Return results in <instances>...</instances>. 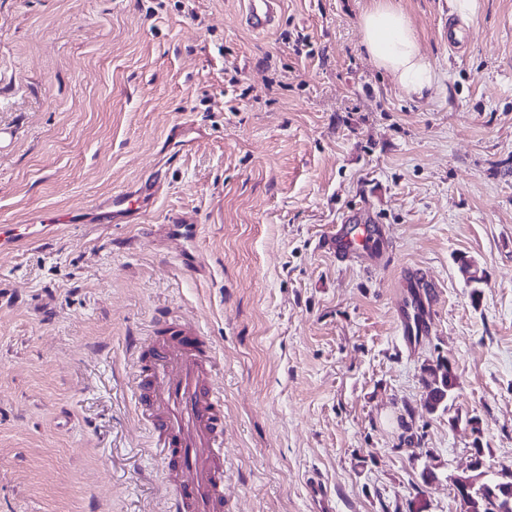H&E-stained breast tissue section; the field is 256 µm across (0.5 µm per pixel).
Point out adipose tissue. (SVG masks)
Here are the masks:
<instances>
[{"label":"adipose tissue","instance_id":"obj_1","mask_svg":"<svg viewBox=\"0 0 512 512\" xmlns=\"http://www.w3.org/2000/svg\"><path fill=\"white\" fill-rule=\"evenodd\" d=\"M363 45L374 64L407 95L423 97L435 73L408 16L396 0H372L361 16Z\"/></svg>","mask_w":512,"mask_h":512}]
</instances>
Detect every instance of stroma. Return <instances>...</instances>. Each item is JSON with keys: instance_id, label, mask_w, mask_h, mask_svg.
<instances>
[{"instance_id": "35a3bbf8", "label": "stroma", "mask_w": 512, "mask_h": 512, "mask_svg": "<svg viewBox=\"0 0 512 512\" xmlns=\"http://www.w3.org/2000/svg\"><path fill=\"white\" fill-rule=\"evenodd\" d=\"M398 2L437 75L421 98L368 57L370 0H283L265 34L244 0H0V225L32 227L0 252V512H167L131 347L166 311L216 346L225 512H313V476L328 512H460L473 443L512 466V0L466 22ZM145 183L143 217L85 208ZM363 207L389 263L325 245ZM175 217L204 274L160 236ZM408 268L427 335L397 326ZM440 357L457 385L431 413ZM422 373L421 380L427 391L426 407L429 412L447 410L457 380L454 370L448 366V360L437 358L433 364L425 365Z\"/></svg>"}]
</instances>
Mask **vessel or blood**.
I'll return each instance as SVG.
<instances>
[{
    "label": "vessel or blood",
    "mask_w": 512,
    "mask_h": 512,
    "mask_svg": "<svg viewBox=\"0 0 512 512\" xmlns=\"http://www.w3.org/2000/svg\"><path fill=\"white\" fill-rule=\"evenodd\" d=\"M282 0H245L244 20L256 32L275 28ZM157 188L112 194L108 206L92 203L88 210L99 223H120L141 214ZM167 241L177 243L181 264L200 267L194 248L195 224L175 221L162 225ZM384 236L379 226L357 223L348 216L337 225L328 245L340 259L356 254L373 262L383 260ZM412 311L399 317L404 335L430 332L432 316L420 295L412 297ZM135 399L139 416L151 429L164 463L170 488L168 512H224V394L213 384L216 349L200 328L178 316L163 315L153 336L133 343Z\"/></svg>",
    "instance_id": "vessel-or-blood-1"
}]
</instances>
